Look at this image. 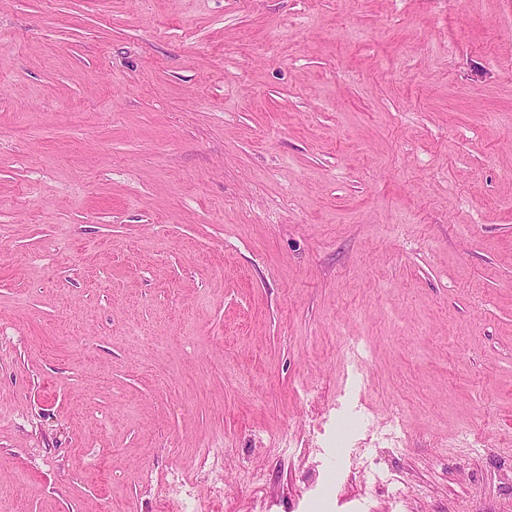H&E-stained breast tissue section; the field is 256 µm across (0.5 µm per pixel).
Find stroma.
I'll list each match as a JSON object with an SVG mask.
<instances>
[{"instance_id": "obj_1", "label": "stroma", "mask_w": 512, "mask_h": 512, "mask_svg": "<svg viewBox=\"0 0 512 512\" xmlns=\"http://www.w3.org/2000/svg\"><path fill=\"white\" fill-rule=\"evenodd\" d=\"M106 498L512 512V0H0V512Z\"/></svg>"}]
</instances>
